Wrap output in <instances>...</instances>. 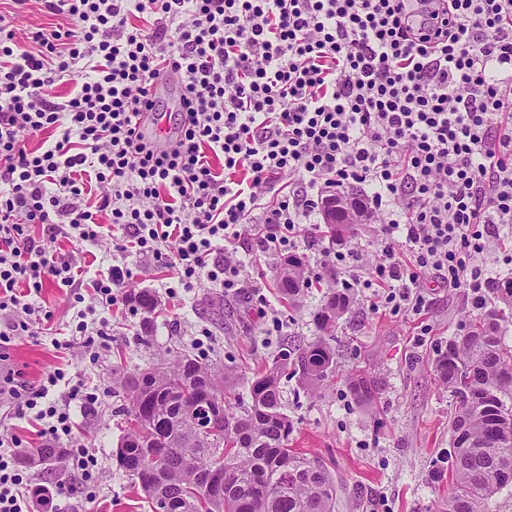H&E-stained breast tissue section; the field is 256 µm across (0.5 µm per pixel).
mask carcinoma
Listing matches in <instances>:
<instances>
[{
    "label": "carcinoma",
    "instance_id": "cac0c4a2",
    "mask_svg": "<svg viewBox=\"0 0 512 512\" xmlns=\"http://www.w3.org/2000/svg\"><path fill=\"white\" fill-rule=\"evenodd\" d=\"M288 275L278 288L291 303L304 287V259L284 258ZM488 298L469 330L448 341L435 371L457 400L449 432L463 430L464 443L452 447L453 487L448 512H484L501 489L512 486V347L502 344L503 321L497 303L512 307V280L487 283ZM136 309L155 310L148 290L132 297ZM344 288L329 293L315 316L319 331L304 347L284 352L271 366L248 379V404L233 394L236 376L178 347L170 362L126 376L122 388L128 428L116 458L144 493L151 509L165 502L169 512H333L336 484L325 464L288 448L293 424L283 411L281 377L288 366L309 388L329 381L336 370V351L327 338L349 310ZM356 402L368 409L381 395L379 382L362 369L346 375ZM210 390L224 402V419L201 435L204 414L194 409L197 396ZM220 464L224 493L207 488Z\"/></svg>",
    "mask_w": 512,
    "mask_h": 512
}]
</instances>
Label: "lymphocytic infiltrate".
<instances>
[{"label": "lymphocytic infiltrate", "mask_w": 512, "mask_h": 512, "mask_svg": "<svg viewBox=\"0 0 512 512\" xmlns=\"http://www.w3.org/2000/svg\"><path fill=\"white\" fill-rule=\"evenodd\" d=\"M66 30L33 31L32 48L0 27V346L36 309L18 285L76 287L69 258L38 245L35 224L96 241L74 199L96 183L127 244L174 268L235 287L210 268L218 241L260 237L287 254L323 194L368 187L380 256L364 285L393 309L420 312L427 276L480 291L477 263L512 224V0H41ZM139 14L154 27L130 25ZM181 82V122L166 147L138 122L156 111L165 73ZM76 75L73 97L55 84ZM52 142L30 150L21 131ZM223 155L215 169L211 155ZM64 370L23 399L82 481L71 413L47 403ZM20 453L0 451V512H30Z\"/></svg>", "instance_id": "lymphocytic-infiltrate-1"}]
</instances>
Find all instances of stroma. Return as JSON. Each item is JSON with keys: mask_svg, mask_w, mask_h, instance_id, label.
<instances>
[{"mask_svg": "<svg viewBox=\"0 0 512 512\" xmlns=\"http://www.w3.org/2000/svg\"><path fill=\"white\" fill-rule=\"evenodd\" d=\"M0 17L15 41L24 44L35 26L71 25L65 16L44 12L38 0L21 8L0 0ZM98 202L94 192L83 201L96 214V241L80 242L64 234L52 239L42 227L32 228L36 241L80 265L84 285L52 284L30 296V303L50 312V323L31 322L1 352L0 372L32 387L55 369L66 371L65 381L51 388L48 399L69 404L73 441L97 465L87 488L58 459L32 468V486H70L59 512H150L141 489L115 458L124 434V376L182 345L216 366L251 377L278 353L313 341L318 334L313 316L326 290L345 285L353 303L330 340L336 351L333 380L310 390L298 375L288 371L282 376L285 411L294 426L288 445L327 465L338 489L334 512H446L452 487L448 422L455 402L433 364L448 341L466 333L480 313L468 289L454 290L431 279L421 314L375 308L372 289L348 269L328 262L339 251L374 260L380 226L371 220L362 221L354 236L339 243L318 235L298 238L295 252L304 257L312 284L296 307H289L276 288L278 256L263 251L255 239L218 246L212 257L219 266L228 254L243 261L237 288L224 289L205 275L185 288L151 255L119 251L122 230L113 224L110 211H97ZM116 267L123 271L125 296L108 308L98 303L91 283ZM142 289L155 292L159 300L147 318V330L142 327L146 318L128 298ZM81 320L88 324L83 335L74 331ZM358 367L382 386L376 410L360 407L348 391L345 376ZM73 384L95 393L96 403L83 407L69 401ZM32 416L20 401L0 402V439L19 438L26 453H36L44 441Z\"/></svg>", "mask_w": 512, "mask_h": 512, "instance_id": "35a3bbf8", "label": "stroma"}]
</instances>
